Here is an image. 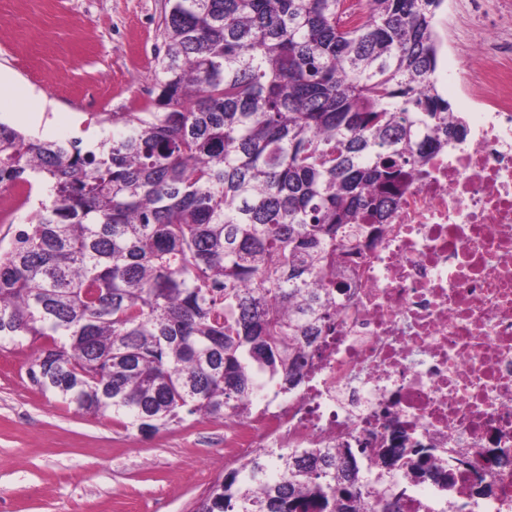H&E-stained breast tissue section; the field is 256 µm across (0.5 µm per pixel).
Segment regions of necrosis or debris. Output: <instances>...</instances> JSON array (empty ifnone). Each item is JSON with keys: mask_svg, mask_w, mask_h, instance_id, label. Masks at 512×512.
Here are the masks:
<instances>
[{"mask_svg": "<svg viewBox=\"0 0 512 512\" xmlns=\"http://www.w3.org/2000/svg\"><path fill=\"white\" fill-rule=\"evenodd\" d=\"M496 38L453 47L466 139L403 187L354 281L334 333L314 344L309 383L224 417V455L379 441L397 423L423 445L455 449L447 479L416 485L403 512H512V0Z\"/></svg>", "mask_w": 512, "mask_h": 512, "instance_id": "1", "label": "necrosis or debris"}]
</instances>
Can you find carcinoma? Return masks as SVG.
I'll use <instances>...</instances> for the list:
<instances>
[{"mask_svg": "<svg viewBox=\"0 0 512 512\" xmlns=\"http://www.w3.org/2000/svg\"><path fill=\"white\" fill-rule=\"evenodd\" d=\"M364 2L345 28L348 0H168L154 111L87 149L0 120V187L42 194L0 248V343L34 347V385L154 434L248 416L258 373L305 384L366 215L468 134L435 77L444 0ZM440 473L399 428L267 448L192 512H401Z\"/></svg>", "mask_w": 512, "mask_h": 512, "instance_id": "cac0c4a2", "label": "carcinoma"}]
</instances>
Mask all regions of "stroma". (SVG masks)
<instances>
[{
    "instance_id": "obj_1",
    "label": "stroma",
    "mask_w": 512,
    "mask_h": 512,
    "mask_svg": "<svg viewBox=\"0 0 512 512\" xmlns=\"http://www.w3.org/2000/svg\"><path fill=\"white\" fill-rule=\"evenodd\" d=\"M167 0H0V120L90 147L112 112L160 92ZM0 345V512H191L228 470L224 424L186 418L146 436L111 412L77 413Z\"/></svg>"
}]
</instances>
